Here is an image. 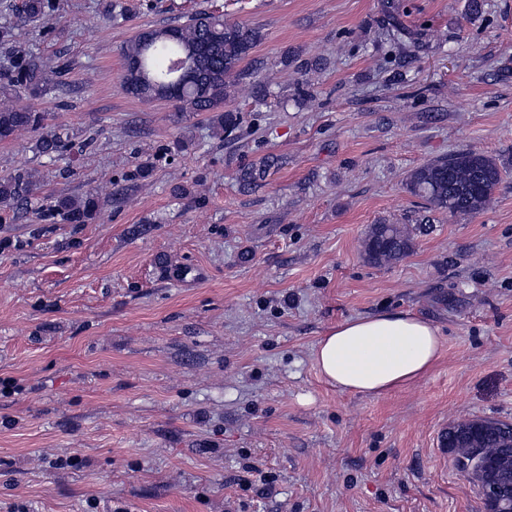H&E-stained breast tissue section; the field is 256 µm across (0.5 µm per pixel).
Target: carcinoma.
Masks as SVG:
<instances>
[{
  "instance_id": "cac0c4a2",
  "label": "carcinoma",
  "mask_w": 512,
  "mask_h": 512,
  "mask_svg": "<svg viewBox=\"0 0 512 512\" xmlns=\"http://www.w3.org/2000/svg\"><path fill=\"white\" fill-rule=\"evenodd\" d=\"M4 11L27 22H40L54 13L53 0L6 2ZM261 39V31L243 23L228 22L224 15L200 12L177 25L142 29L126 45L122 89L141 100L157 98L175 103L177 119L194 112H215L223 107L227 88L246 71L240 64ZM0 97L20 100L40 97L49 90V77L30 48L15 40L13 27L0 23ZM47 114L27 105L0 106V142L18 134L37 132L46 126ZM239 117L232 110L212 118V134L222 139L237 128ZM68 137L54 129L41 134L36 154L50 159L70 148ZM502 180L495 159L471 150H460L413 170L407 178L408 191L425 200L434 210L450 217L471 215L487 209ZM38 190L35 173L17 170L0 177V207L13 208ZM98 210L96 197H58L40 209L38 218L48 224L60 219L69 224H86ZM414 237L403 224H372L364 252L375 265H391L413 250ZM446 448L452 456L479 454L485 466L468 473L479 488L492 483L512 491V424L493 419H470L452 424L446 432Z\"/></svg>"
}]
</instances>
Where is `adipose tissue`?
Segmentation results:
<instances>
[{
    "label": "adipose tissue",
    "instance_id": "1",
    "mask_svg": "<svg viewBox=\"0 0 512 512\" xmlns=\"http://www.w3.org/2000/svg\"><path fill=\"white\" fill-rule=\"evenodd\" d=\"M442 348L432 322L408 312L342 320L320 339L316 363L338 391L382 396L428 374Z\"/></svg>",
    "mask_w": 512,
    "mask_h": 512
}]
</instances>
